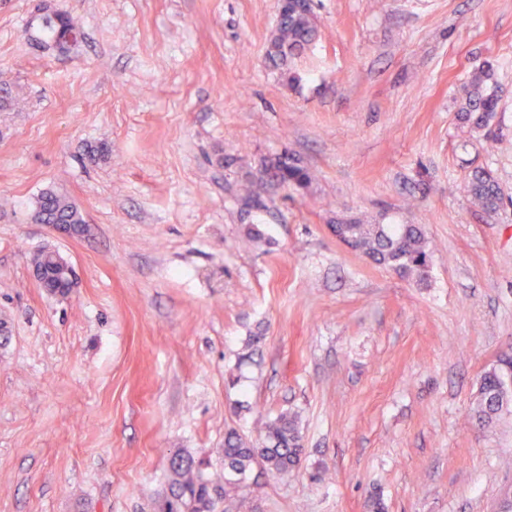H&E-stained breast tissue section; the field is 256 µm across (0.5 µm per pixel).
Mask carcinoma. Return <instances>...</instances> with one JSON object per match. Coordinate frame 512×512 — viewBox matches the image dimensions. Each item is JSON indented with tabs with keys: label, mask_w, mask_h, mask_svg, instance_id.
Here are the masks:
<instances>
[{
	"label": "carcinoma",
	"mask_w": 512,
	"mask_h": 512,
	"mask_svg": "<svg viewBox=\"0 0 512 512\" xmlns=\"http://www.w3.org/2000/svg\"><path fill=\"white\" fill-rule=\"evenodd\" d=\"M277 22L268 47L270 64L279 70L288 69V61L304 52L318 36V26L312 0H279ZM46 41L54 42L62 30L74 32L71 20L60 25L49 18L42 23ZM490 68L478 67L471 75L466 101L457 113L460 125L470 132L490 128L498 104L497 86L490 83ZM271 178L280 186L306 188L310 172L299 160L282 155L270 168ZM472 204L488 213L502 204L497 181L483 170H472L469 178ZM36 219L43 224H72L82 227L84 219L66 197L45 192L37 202ZM344 240L352 251L374 264L390 268L402 277L414 276L423 281L431 263L425 229L420 224H363L359 220L339 223ZM507 403V392L496 372L485 373L479 381L476 413L483 423H491ZM301 433L294 416H280L267 422L261 442L253 444L234 428L224 432V497L240 495L248 473L258 464L266 472L286 476L296 467L302 453ZM178 492L164 500L160 512H204L210 506L211 480L194 465V460L176 455L171 459Z\"/></svg>",
	"instance_id": "carcinoma-1"
}]
</instances>
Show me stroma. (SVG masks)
Masks as SVG:
<instances>
[{"instance_id":"stroma-1","label":"stroma","mask_w":512,"mask_h":512,"mask_svg":"<svg viewBox=\"0 0 512 512\" xmlns=\"http://www.w3.org/2000/svg\"><path fill=\"white\" fill-rule=\"evenodd\" d=\"M314 13L283 76L276 0H0V512H159L173 455L222 473L225 430L255 442L285 412L301 463L253 469L252 512H498L512 492V404L472 414L485 372L512 394V0ZM484 64L499 107L469 134ZM284 154L308 188L262 177ZM476 167L495 214L468 202ZM49 189L80 237L36 220ZM350 218L424 225L427 283L337 241ZM46 247L68 295L34 278ZM491 79L489 67H478L472 72L465 104L457 113L460 125L469 132L489 130L495 118L498 89L494 83L489 85ZM472 204L488 213H495L502 204V194L497 181L484 169L472 170L469 178Z\"/></svg>"}]
</instances>
